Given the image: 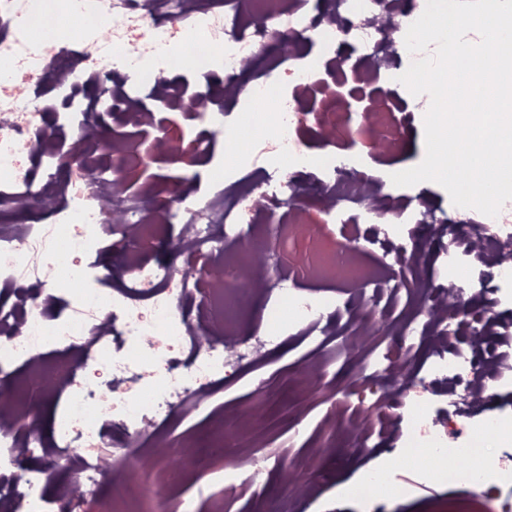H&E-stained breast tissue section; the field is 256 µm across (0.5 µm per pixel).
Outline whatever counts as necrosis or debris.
I'll return each mask as SVG.
<instances>
[{
    "instance_id": "1",
    "label": "necrosis or debris",
    "mask_w": 512,
    "mask_h": 512,
    "mask_svg": "<svg viewBox=\"0 0 512 512\" xmlns=\"http://www.w3.org/2000/svg\"><path fill=\"white\" fill-rule=\"evenodd\" d=\"M426 0H0V212L26 211L23 224L0 225V512H121L128 500L165 496L163 512H193L180 489L208 476L206 461L188 454L183 468L163 461V427L179 410L203 409L216 387L237 380L240 364L260 366L288 341L309 354L345 349L347 336L372 335L373 316L414 307L385 352L368 354L373 380L401 374L397 359L415 343L434 354L409 386L386 391L371 408L364 450L381 447L405 424V457L422 456L418 477L484 489L512 487V454L483 468L490 439L512 445V404L482 405L512 392V201L486 216L455 208L452 222L422 198L380 193L372 177L346 164L316 166L297 135L307 120L299 93L321 71L348 75L367 67L373 82L395 84L415 56L386 34H406ZM318 34L319 48L302 47ZM298 45L289 59L273 54L282 36ZM77 51H69L71 42ZM267 56L258 67L259 56ZM249 75L247 85L236 84ZM225 100L209 91L221 77ZM107 86L106 98L88 97ZM408 112L376 108L337 111L325 104L315 119L323 133L356 123L391 149L405 124L424 116L428 95ZM180 117L198 161L224 172V186L196 197L164 196L143 186L129 193L108 165L132 170L137 142L122 129L152 131L167 113ZM115 137L102 134L104 125ZM247 135L235 166L216 146ZM78 162L58 175L61 152ZM312 184L322 224H339L334 247L318 227L309 248L268 269L256 256L269 225L281 240L309 221L303 187ZM54 205L35 215L43 195ZM123 213L110 223L108 210ZM430 225L436 247L432 275L468 282L482 308L448 316V291L420 292L422 258L408 244ZM172 242L186 260L175 276L155 260ZM380 252L379 271L363 260L362 244ZM117 248L121 263L97 258ZM309 282H341L346 291L318 296ZM263 299L261 323L241 335L240 319ZM237 342L236 358L224 352ZM445 396V411L430 405ZM61 400L51 433L37 409ZM481 408L478 420L457 418ZM463 455L468 469L448 459ZM42 465H31L33 457ZM69 480L47 492L57 461ZM150 470L152 484L134 483L129 469Z\"/></svg>"
}]
</instances>
